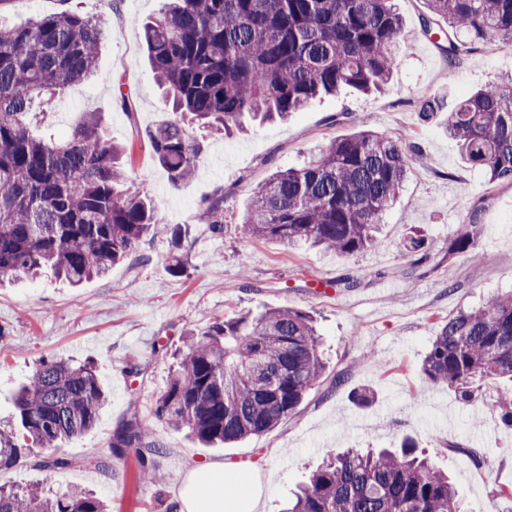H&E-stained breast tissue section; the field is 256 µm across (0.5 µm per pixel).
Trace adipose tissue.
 <instances>
[{
  "instance_id": "obj_1",
  "label": "adipose tissue",
  "mask_w": 512,
  "mask_h": 512,
  "mask_svg": "<svg viewBox=\"0 0 512 512\" xmlns=\"http://www.w3.org/2000/svg\"><path fill=\"white\" fill-rule=\"evenodd\" d=\"M259 474L248 464L209 461L187 472L174 503L175 512H261Z\"/></svg>"
}]
</instances>
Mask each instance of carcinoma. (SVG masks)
<instances>
[{"label": "carcinoma", "mask_w": 512, "mask_h": 512, "mask_svg": "<svg viewBox=\"0 0 512 512\" xmlns=\"http://www.w3.org/2000/svg\"><path fill=\"white\" fill-rule=\"evenodd\" d=\"M424 31L448 23V60L488 36L512 44V0H428ZM105 39L98 16L44 15L0 23V277L50 273L73 284L148 257L141 244L158 233L155 203L127 186L124 149L95 113L65 139L36 129L34 110L76 91L97 74ZM157 82L171 94L172 116L150 146L178 186L196 168L205 136L241 119L267 121L298 112L349 86L378 88L389 79L403 23L391 0H169L144 27ZM441 98L420 101L427 119ZM360 130L331 140L300 168L278 170L255 185L237 230L245 239L309 243L351 257L378 246L376 233L399 196L418 143L379 133L366 117ZM463 159L492 181L512 180V84H489L460 101L445 126ZM224 233V189L203 209ZM480 225H465L448 254L474 252ZM324 370L312 319L273 308L213 322L186 342L155 413L206 444L236 442L272 430L291 415ZM434 384L469 401L477 381L512 382V292L482 308L459 311L437 332L421 368ZM107 401L95 368L43 359L20 388L16 422L0 427V470L20 463L49 473L68 470L64 442L91 429ZM499 418L512 427V385L499 393ZM109 448H135L139 481L159 482L148 456L161 442L133 417ZM0 512H107L85 491L54 498L38 487L0 486ZM287 512H463L448 474L417 454L411 439L396 450L329 449Z\"/></svg>", "instance_id": "cac0c4a2"}]
</instances>
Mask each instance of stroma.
<instances>
[{"label": "stroma", "mask_w": 512, "mask_h": 512, "mask_svg": "<svg viewBox=\"0 0 512 512\" xmlns=\"http://www.w3.org/2000/svg\"><path fill=\"white\" fill-rule=\"evenodd\" d=\"M164 0H0V21L13 24L66 10L103 16L107 43L99 77L55 99L36 115L41 131L69 133L86 113L99 112L113 142L127 151L130 187L151 198L165 224L186 226L178 250L165 234L141 247L147 263L113 266L109 274L74 287L52 276L0 284V422L12 419L17 388L44 358L93 361L109 396L94 428L66 442L73 468L47 474L20 464L0 470V486H38L50 496L82 489L106 500L112 512H168L188 465L250 461L266 480L265 512H286L293 492L327 449L393 448L404 437L453 478L466 512H512V428L496 406L497 386L482 385L465 402L421 374V363L441 324L512 289V182L489 181L463 162L445 130V114L422 121L417 106L430 96L447 108L472 91L512 76V46L478 42L460 62L448 60L439 35L425 34L426 0H394L408 35L387 83L362 93L346 88L325 95L287 120L250 126L232 137H208L191 180L172 185L155 158L149 134L172 103L148 60L143 25ZM121 79L128 95L112 90ZM368 116L374 130L412 137L413 159L398 199L386 211L380 244L352 257L309 246L247 240L237 225L251 189L274 170L297 167L330 140L355 132L353 117ZM224 190L223 235L200 220L216 188ZM483 227L477 258L449 254L461 225ZM428 242L422 260L404 249L413 234ZM180 260L184 273L170 270ZM358 286L344 289L340 280ZM328 279L331 295L317 294ZM460 287L449 292V280ZM309 314L321 336L324 370L295 412L272 431L210 448L155 414L174 368L173 354L189 331L268 308ZM136 373H128V365ZM344 383H337V375ZM367 401H360V394ZM149 424L163 445L151 460L160 486L137 480L134 449L110 453L108 442L132 416Z\"/></svg>", "instance_id": "1"}]
</instances>
